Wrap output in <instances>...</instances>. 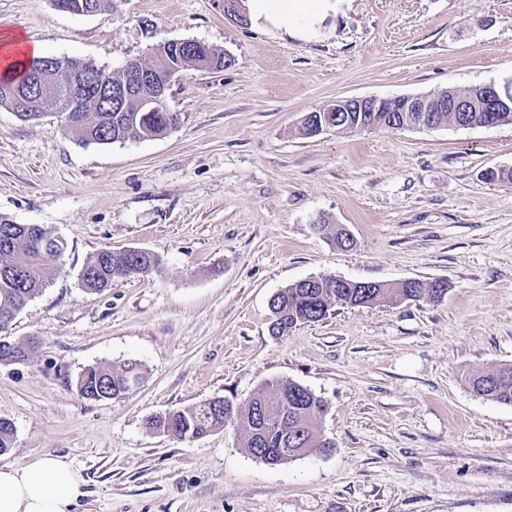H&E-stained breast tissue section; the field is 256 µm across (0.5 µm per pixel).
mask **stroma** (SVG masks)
Returning a JSON list of instances; mask_svg holds the SVG:
<instances>
[{
	"label": "stroma",
	"mask_w": 512,
	"mask_h": 512,
	"mask_svg": "<svg viewBox=\"0 0 512 512\" xmlns=\"http://www.w3.org/2000/svg\"><path fill=\"white\" fill-rule=\"evenodd\" d=\"M11 31L115 73L180 39L233 63L179 74L178 124L154 139L86 146L54 109L0 107V215L68 245L9 331L32 355L0 363L15 428L0 466L71 462L87 481L76 512H512V406L464 381L512 363V181L485 176L512 170V124L302 132L339 98L511 78L512 0H338L304 38L236 25L224 0H112L91 16L0 0ZM130 247L158 270L83 288L91 254ZM313 276L449 289L272 335L271 298ZM129 360L144 377L125 395L73 384ZM275 380L321 397L331 449L270 465L232 425L191 440L147 427Z\"/></svg>",
	"instance_id": "35a3bbf8"
}]
</instances>
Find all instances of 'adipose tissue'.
<instances>
[{
	"mask_svg": "<svg viewBox=\"0 0 512 512\" xmlns=\"http://www.w3.org/2000/svg\"><path fill=\"white\" fill-rule=\"evenodd\" d=\"M257 28L302 38L336 10V0H247ZM80 470L60 457L0 466V512H73L84 497Z\"/></svg>",
	"mask_w": 512,
	"mask_h": 512,
	"instance_id": "adipose-tissue-1",
	"label": "adipose tissue"
}]
</instances>
